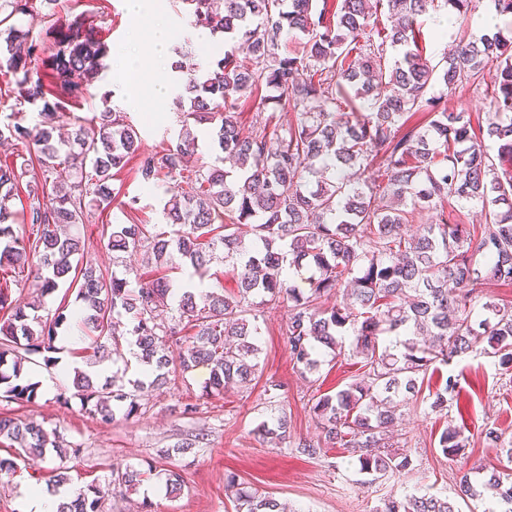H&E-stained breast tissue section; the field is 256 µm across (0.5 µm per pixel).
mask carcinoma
Returning a JSON list of instances; mask_svg holds the SVG:
<instances>
[{"mask_svg":"<svg viewBox=\"0 0 512 512\" xmlns=\"http://www.w3.org/2000/svg\"><path fill=\"white\" fill-rule=\"evenodd\" d=\"M191 26L224 34L242 46L207 74L179 53L177 80L189 102L180 112L175 145L143 157L137 176L144 183L166 179L165 226L113 224L102 236L114 253L144 252L157 269L174 259L205 279L222 254L237 269V293L175 295L168 276L147 280L125 267L111 272L87 257L76 232L114 197L113 181L138 155L140 135L124 113L106 109L80 123L67 143L55 138L60 97L89 93L109 54L107 44L86 28V17L45 14L48 42L11 22L37 10V0H0V72L13 77L4 90L20 104L39 108L33 128L18 122L0 127V139L40 147L37 159L0 160V272L22 276L30 256L38 258L33 288L40 295L60 285L76 290L81 325L93 356L118 352L116 318L127 320L132 355L150 378L98 384L74 369V395L89 412L112 422L116 410L135 416L137 393L161 388L170 375L199 364L210 366V390L247 387L260 372L256 307L288 302L286 335L293 366L319 370L320 349L344 351L358 360L359 374L345 388L322 393L311 411L324 447L357 456L360 472L373 479L409 470L408 456L387 436L400 406L422 390L429 366L449 364L484 342V353L512 370V306L485 294L491 282L512 284V36L497 31L454 40L438 62L420 47L421 18L442 24L445 6L457 16L472 0H336V10L316 9L314 0H183ZM387 8L390 27L373 31V16ZM302 37L301 54L282 51V33ZM396 52L387 60L388 51ZM496 64L485 125L469 112L439 108L426 97L436 85L451 92L484 79ZM274 92L296 119L268 131L259 116L245 135L238 123L241 101L259 89ZM349 111H344V108ZM417 112L425 126L408 127ZM216 122L213 141L224 156L190 164L198 149L192 127ZM26 188L27 205L12 210ZM464 200L480 208L483 223H449L447 206ZM439 213V223L405 226L418 210ZM229 223L215 224L220 216ZM305 265L314 276L297 282L286 274ZM37 303H14L0 283V397L30 402L37 384L24 380V364L41 355L58 361L55 341L68 322V305L36 314ZM449 377L434 393L431 410H448L458 396ZM288 417L262 422L264 440L288 438ZM0 439L41 457L50 444L42 425L0 417ZM466 447L461 429L449 425L438 448L448 456ZM144 473L128 465L107 484L74 491L57 512H102L112 486L135 490ZM461 492L490 495L512 512V484L501 477L474 482L460 478ZM224 489L235 512H285L277 500L251 493L228 473ZM381 512H454L446 498L405 492Z\"/></svg>","mask_w":512,"mask_h":512,"instance_id":"obj_1","label":"carcinoma"}]
</instances>
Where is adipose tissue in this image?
I'll use <instances>...</instances> for the list:
<instances>
[{"label":"adipose tissue","mask_w":512,"mask_h":512,"mask_svg":"<svg viewBox=\"0 0 512 512\" xmlns=\"http://www.w3.org/2000/svg\"><path fill=\"white\" fill-rule=\"evenodd\" d=\"M132 19L128 43L112 51V83L119 88L127 101L139 97L138 83L142 71L138 66L139 56L131 52L132 44L141 42L155 65L168 63V48L176 40L175 31L161 17V10L152 0H127Z\"/></svg>","instance_id":"obj_1"}]
</instances>
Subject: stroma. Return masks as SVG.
I'll return each instance as SVG.
<instances>
[{
	"instance_id": "1",
	"label": "stroma",
	"mask_w": 512,
	"mask_h": 512,
	"mask_svg": "<svg viewBox=\"0 0 512 512\" xmlns=\"http://www.w3.org/2000/svg\"><path fill=\"white\" fill-rule=\"evenodd\" d=\"M161 5L178 37L176 47L191 53L200 72L214 68L224 55L222 38H212L209 48H201L185 37L189 15L182 0H161ZM71 12L86 15L108 46L121 43L132 25L124 0H68ZM112 69L104 67L90 89L88 98L64 99L59 125L68 130L91 119L104 109L127 113L141 136V150L163 152L173 145L180 131V113L175 100L158 102L144 98L139 108H127L123 98L111 91ZM158 109L169 114L168 124L153 125L144 113ZM136 163H129L119 180L120 192L110 207L96 212L78 231L91 258L101 267L112 268V254L100 245L107 225L159 224L168 199L166 183L148 185L136 176ZM288 309L281 304L261 306L259 356L262 373L251 388L234 389L223 395L206 394L210 369L198 366L185 376L173 377L166 388L139 396L137 416H117L105 424L93 417L74 395L73 376L60 373L58 365L45 364L34 356L25 364L27 378L40 384L32 402L0 399V416H21L56 431L60 443L80 446L79 457L70 460L71 489L108 479L114 468L126 465L144 470V481L133 494L113 492L103 504V512H134L149 502L152 512H235L224 492V475L235 472L249 490L286 504L289 512H381L386 500L402 491L456 499L461 474L472 467L503 469L504 450L486 447L482 432L499 427L512 436V372L502 370L497 358L471 353L439 366L429 386H442L448 376L460 385L458 407L462 413L467 446L461 455H443L437 446L446 425L432 412L428 394L408 402L398 422L400 451L411 460L408 472L389 474L365 483L356 458L341 448L306 457L296 452L298 442H317L320 431L310 411L316 391L334 392L350 383L357 372L347 356L321 352L322 365L316 374H303L289 355L285 335ZM281 383L279 398L268 399V381ZM193 412H185V405ZM287 416L290 436L286 442H263L255 433L265 421ZM195 440L191 453H174L175 445ZM55 460L54 452L19 462L15 474L0 476V512H22L21 487L45 485ZM179 471L184 478L180 493L168 494L166 470Z\"/></svg>"
}]
</instances>
